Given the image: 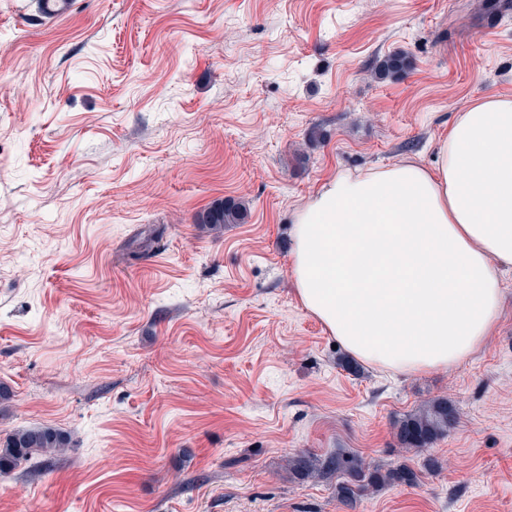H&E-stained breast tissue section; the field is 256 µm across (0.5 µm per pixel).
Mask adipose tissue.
<instances>
[{"instance_id":"adipose-tissue-1","label":"adipose tissue","mask_w":512,"mask_h":512,"mask_svg":"<svg viewBox=\"0 0 512 512\" xmlns=\"http://www.w3.org/2000/svg\"><path fill=\"white\" fill-rule=\"evenodd\" d=\"M292 236L300 304L351 356L404 374L462 362L512 267V95L458 112L431 164L337 171Z\"/></svg>"}]
</instances>
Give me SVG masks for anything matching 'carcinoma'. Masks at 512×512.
I'll return each mask as SVG.
<instances>
[{
    "instance_id": "obj_1",
    "label": "carcinoma",
    "mask_w": 512,
    "mask_h": 512,
    "mask_svg": "<svg viewBox=\"0 0 512 512\" xmlns=\"http://www.w3.org/2000/svg\"><path fill=\"white\" fill-rule=\"evenodd\" d=\"M407 68V57L394 52L379 61L376 76L380 80L391 79L406 72ZM247 217L245 203L230 198L205 210L199 216V224L204 229L219 231L226 224H242ZM459 419L456 405L445 398L435 399L397 421L398 442L406 450L422 451L453 430ZM69 447V434L51 425L17 429L0 439V474L30 463L37 454L58 453ZM289 469L299 479L336 480V499L349 509L383 488L415 486L421 478V472L405 462L383 470L354 453L322 458L305 450L291 457Z\"/></svg>"
}]
</instances>
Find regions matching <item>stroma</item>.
I'll return each instance as SVG.
<instances>
[{"mask_svg": "<svg viewBox=\"0 0 512 512\" xmlns=\"http://www.w3.org/2000/svg\"><path fill=\"white\" fill-rule=\"evenodd\" d=\"M497 94L502 0H0V434L73 440L0 475V512H346L289 457L420 466L393 423L437 398L440 469L354 512H512V270L467 360L396 376L344 370L290 274L336 171L429 163ZM229 197L247 223L200 228ZM407 68V57L400 52H394L379 61L376 76L380 80L391 79L406 72Z\"/></svg>", "mask_w": 512, "mask_h": 512, "instance_id": "stroma-1", "label": "stroma"}]
</instances>
